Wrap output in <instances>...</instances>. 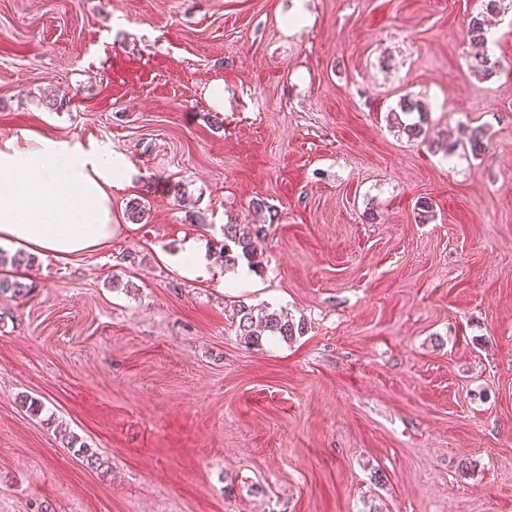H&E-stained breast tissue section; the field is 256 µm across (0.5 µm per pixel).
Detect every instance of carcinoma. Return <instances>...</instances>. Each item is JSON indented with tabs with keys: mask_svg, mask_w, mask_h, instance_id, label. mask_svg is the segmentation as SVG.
Masks as SVG:
<instances>
[{
	"mask_svg": "<svg viewBox=\"0 0 512 512\" xmlns=\"http://www.w3.org/2000/svg\"><path fill=\"white\" fill-rule=\"evenodd\" d=\"M484 11L470 17L467 23V39L478 47L485 43V26L487 16L500 13L502 0H483ZM498 68V61L491 59L485 52H477L472 56L469 64L471 72L481 78L493 75ZM387 122L390 127L397 130L409 140L426 137L428 131V114L421 105L405 96L400 99L399 109L387 113ZM447 154H453L462 146L475 155L486 151L487 144L481 129L472 128L465 134V139L444 141ZM267 235L266 225L250 222H230L224 224V269L234 270L245 263L251 270L257 272L262 268L261 261L257 260L255 242ZM32 286L18 280L0 278V296L11 294L13 297H24L30 294ZM233 317L236 318L237 335L250 346H261L263 342H288L303 334L305 324L294 322L288 316L277 311L263 308H254L246 304H239L235 308ZM67 447L74 449V453L87 461L91 466L97 465L99 458L91 451L89 446L78 442V437H68Z\"/></svg>",
	"mask_w": 512,
	"mask_h": 512,
	"instance_id": "1",
	"label": "carcinoma"
}]
</instances>
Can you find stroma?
Segmentation results:
<instances>
[{
	"instance_id": "obj_1",
	"label": "stroma",
	"mask_w": 512,
	"mask_h": 512,
	"mask_svg": "<svg viewBox=\"0 0 512 512\" xmlns=\"http://www.w3.org/2000/svg\"><path fill=\"white\" fill-rule=\"evenodd\" d=\"M480 9L0 0V143L105 142L131 172L110 245L0 297V512H512V0L487 79ZM406 95L426 142L386 122ZM477 126L482 156L430 146ZM233 218L270 225L245 287L215 260ZM241 301L303 335L243 343ZM503 0H483L485 11L477 13L475 16H471L467 23V39L468 41L478 46L479 48L485 43V26L487 23L488 15H497L501 10V2ZM208 262L206 255L192 242L185 245L179 256L181 270L193 277L198 275L204 277L207 273Z\"/></svg>"
}]
</instances>
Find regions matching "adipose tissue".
I'll use <instances>...</instances> for the list:
<instances>
[{"mask_svg":"<svg viewBox=\"0 0 512 512\" xmlns=\"http://www.w3.org/2000/svg\"><path fill=\"white\" fill-rule=\"evenodd\" d=\"M128 166L98 142L0 143V245L69 257L112 239V189Z\"/></svg>","mask_w":512,"mask_h":512,"instance_id":"ef3b65f1","label":"adipose tissue"}]
</instances>
